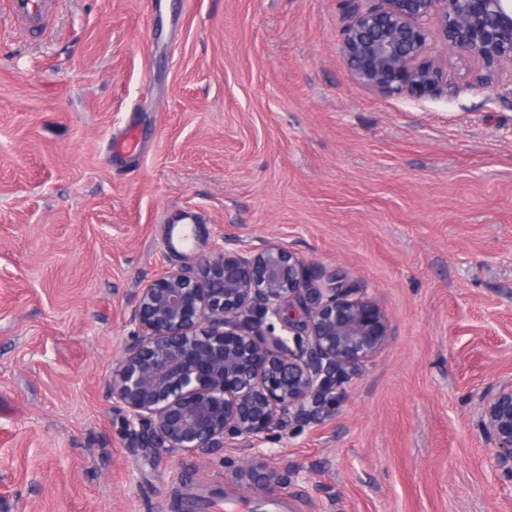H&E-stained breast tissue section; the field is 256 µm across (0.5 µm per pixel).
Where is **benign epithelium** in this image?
Wrapping results in <instances>:
<instances>
[{
    "label": "benign epithelium",
    "instance_id": "1",
    "mask_svg": "<svg viewBox=\"0 0 512 512\" xmlns=\"http://www.w3.org/2000/svg\"><path fill=\"white\" fill-rule=\"evenodd\" d=\"M348 0L341 55L353 80L386 96L448 87L428 54L436 40L512 66V0ZM130 342L106 380L128 431L171 457L240 454L238 471L264 486L261 446L380 353L388 312L340 281L314 285L293 250L248 247L226 234L195 266L138 289ZM480 423L512 475V380L485 399Z\"/></svg>",
    "mask_w": 512,
    "mask_h": 512
}]
</instances>
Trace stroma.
I'll list each match as a JSON object with an SVG mask.
<instances>
[{"instance_id": "35a3bbf8", "label": "stroma", "mask_w": 512, "mask_h": 512, "mask_svg": "<svg viewBox=\"0 0 512 512\" xmlns=\"http://www.w3.org/2000/svg\"><path fill=\"white\" fill-rule=\"evenodd\" d=\"M345 8L57 0L32 34L0 0V512H512L479 426L512 380V68L437 41L447 91L380 95L340 57ZM227 234L392 324L262 445V490L235 449L142 447L105 387L138 288Z\"/></svg>"}]
</instances>
